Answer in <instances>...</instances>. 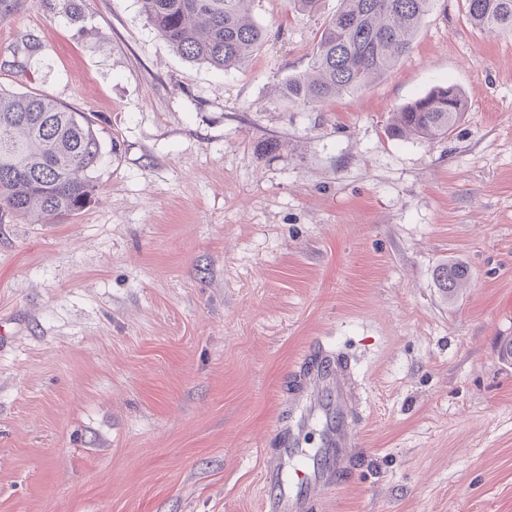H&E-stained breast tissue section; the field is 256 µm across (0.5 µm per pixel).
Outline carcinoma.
I'll list each match as a JSON object with an SVG mask.
<instances>
[{
	"mask_svg": "<svg viewBox=\"0 0 512 512\" xmlns=\"http://www.w3.org/2000/svg\"><path fill=\"white\" fill-rule=\"evenodd\" d=\"M146 18L180 56L220 71L240 67L264 41L253 0H141ZM439 0H341L321 32L309 70L291 77L282 96L324 104L384 76L409 50ZM469 23L512 33V0H464ZM466 100L440 86L393 114L392 135L440 140L462 121ZM94 122L54 97L0 88V212L64 222L91 204L90 172L101 157ZM468 279L460 264L436 270L439 288L456 294Z\"/></svg>",
	"mask_w": 512,
	"mask_h": 512,
	"instance_id": "carcinoma-1",
	"label": "carcinoma"
}]
</instances>
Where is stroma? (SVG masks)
<instances>
[{"mask_svg": "<svg viewBox=\"0 0 512 512\" xmlns=\"http://www.w3.org/2000/svg\"><path fill=\"white\" fill-rule=\"evenodd\" d=\"M340 0H254L241 67L189 61L139 0H15L0 87L95 122L94 202L0 216V512H262V453L314 343L359 376L361 466L316 512H512V34L464 0L382 78L324 105ZM466 97L441 140L393 112ZM461 263L447 298L435 279ZM465 106V96L458 87H437L395 112L390 132L403 139L447 138L462 121ZM468 270L460 264H444L436 270L439 288L449 297L454 296L468 279Z\"/></svg>", "mask_w": 512, "mask_h": 512, "instance_id": "1", "label": "stroma"}]
</instances>
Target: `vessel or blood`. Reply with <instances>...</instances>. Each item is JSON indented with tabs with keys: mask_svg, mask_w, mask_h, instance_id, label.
I'll use <instances>...</instances> for the list:
<instances>
[{
	"mask_svg": "<svg viewBox=\"0 0 512 512\" xmlns=\"http://www.w3.org/2000/svg\"><path fill=\"white\" fill-rule=\"evenodd\" d=\"M297 384L288 427L275 432L281 446L265 460L264 512H314L325 493L340 486L357 464L355 426L363 417L364 398L350 361L322 350L300 363ZM329 403L336 416L324 427L320 447H300L310 420Z\"/></svg>",
	"mask_w": 512,
	"mask_h": 512,
	"instance_id": "1",
	"label": "vessel or blood"
}]
</instances>
